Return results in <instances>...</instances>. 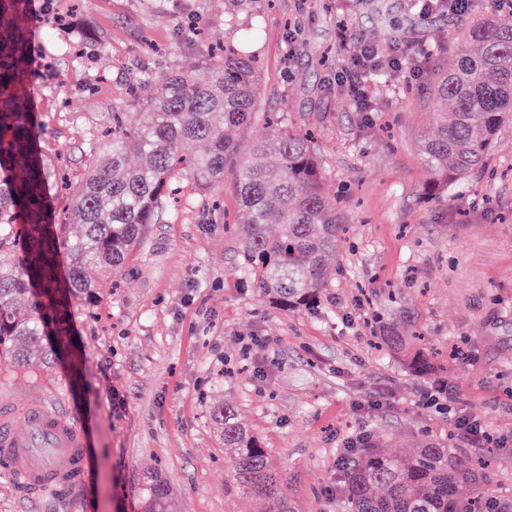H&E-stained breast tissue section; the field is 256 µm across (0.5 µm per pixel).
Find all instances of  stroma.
<instances>
[{
	"label": "stroma",
	"instance_id": "35a3bbf8",
	"mask_svg": "<svg viewBox=\"0 0 512 512\" xmlns=\"http://www.w3.org/2000/svg\"><path fill=\"white\" fill-rule=\"evenodd\" d=\"M482 14L512 23L496 0L454 15L417 0H253L242 9L231 0H58L36 32L46 60L30 79L51 166L80 180L85 146L113 113L149 121L156 86L147 75L207 78L213 49L229 44L260 59L262 110L315 131L347 232L320 310L285 311L239 272L240 242L224 229L238 217L232 178L214 191L219 209L192 192L178 216L149 225L119 287L103 282L101 321L73 308L75 364L0 368V402L65 407L81 421L84 496L43 497L0 470V512H138L155 474L174 512H256L209 415L225 401L269 449L299 512H340L337 460L349 437L364 431L398 452L443 443L457 411L507 439L488 486L512 498V123L485 168L427 199L418 142L449 104L427 102L425 79L403 74L412 95L375 89L376 108L364 114L337 78L368 45L411 49L416 66L435 70L425 48L471 52L460 32ZM393 20L406 43L395 41ZM405 316L430 347L455 352L453 413L427 405L430 383L374 346L380 323Z\"/></svg>",
	"mask_w": 512,
	"mask_h": 512
}]
</instances>
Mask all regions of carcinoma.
Returning a JSON list of instances; mask_svg holds the SVG:
<instances>
[{"label":"carcinoma","instance_id":"1","mask_svg":"<svg viewBox=\"0 0 512 512\" xmlns=\"http://www.w3.org/2000/svg\"><path fill=\"white\" fill-rule=\"evenodd\" d=\"M29 0H0V361L25 368L72 352L71 309L90 312L98 281L119 274L146 228L170 215L181 185L206 193L231 171L243 220L240 271L261 296L283 309L313 306L333 283L336 244L345 223L310 137L258 112L255 59L228 52L200 80L184 70L146 76L157 83L148 101L151 121L114 112L101 141L89 144L83 182L65 190V217L49 202L52 173L40 145L37 113L26 87L34 64ZM475 45L452 54L429 79L430 96L452 106L419 141L430 178L425 194L486 166L491 144L512 119V27L486 16L461 31ZM249 156L238 155L236 131L256 125ZM136 155L141 163L130 164ZM23 244L16 260L15 243ZM382 340L410 370L427 378L437 366L400 323L382 325ZM212 420L232 450L233 478L243 494L297 512L280 496V476L268 449L236 408L217 405ZM484 462L470 448L429 442L404 455L379 442L346 449L343 512H512L482 487ZM169 487L159 476L144 484L141 512H170Z\"/></svg>","mask_w":512,"mask_h":512}]
</instances>
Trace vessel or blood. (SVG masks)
<instances>
[{"instance_id": "b4317fda", "label": "vessel or blood", "mask_w": 512, "mask_h": 512, "mask_svg": "<svg viewBox=\"0 0 512 512\" xmlns=\"http://www.w3.org/2000/svg\"><path fill=\"white\" fill-rule=\"evenodd\" d=\"M0 457L19 483L45 494L59 485L81 493L89 481L84 436L63 411L30 403L22 415L0 414Z\"/></svg>"}]
</instances>
